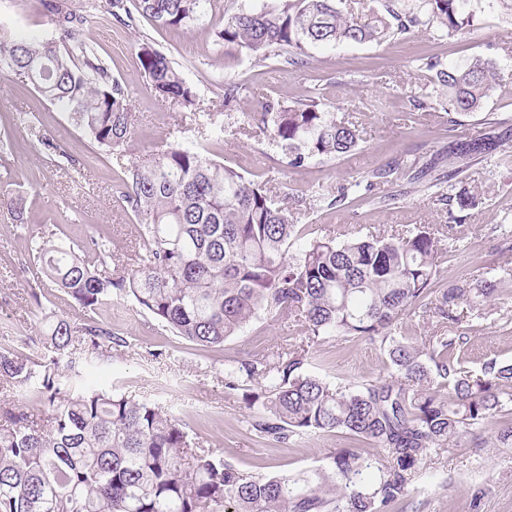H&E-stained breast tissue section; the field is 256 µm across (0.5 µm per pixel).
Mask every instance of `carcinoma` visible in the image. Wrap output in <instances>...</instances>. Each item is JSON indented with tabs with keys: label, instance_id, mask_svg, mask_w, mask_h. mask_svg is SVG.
Returning <instances> with one entry per match:
<instances>
[{
	"label": "carcinoma",
	"instance_id": "carcinoma-1",
	"mask_svg": "<svg viewBox=\"0 0 512 512\" xmlns=\"http://www.w3.org/2000/svg\"><path fill=\"white\" fill-rule=\"evenodd\" d=\"M395 2L359 17L334 0H265L258 10L225 19L216 37L260 61L286 49L285 62L302 65L315 47L380 43L423 22L453 35L475 17V0H416L408 14ZM210 5L106 0L107 12L126 27L140 16L158 27L188 28ZM43 7L59 39L0 35V69L60 105L99 148L123 156L133 134L129 95L83 30L99 4L43 0ZM136 65L159 101L198 110L196 88L159 49L142 43ZM423 69L448 89L450 114L478 110L494 91L489 61ZM242 116L243 132L266 137L293 167L339 158L360 142L357 129L324 111L315 96L293 105L268 100ZM491 128L482 138L448 141L455 175L512 137L496 122ZM204 151L174 143L123 167L120 199L139 226L132 263L120 262L103 235L77 248L62 240L35 242L45 276L85 317L80 323L45 317L46 330L34 338L47 351L41 362L0 347V512H395L422 464L464 437L479 444L480 428L512 403V363L490 360L478 373L454 363L467 337L447 335L446 324L460 320L462 305L480 308L498 283L439 284L444 237L408 226L387 237L311 236L284 199ZM417 165L395 159L365 178L371 186L389 183ZM357 187L340 188L330 204L364 201ZM295 240L304 246L290 260ZM114 298L131 299L201 347L223 345L261 311L291 323L302 345L225 371L230 391L267 380L246 396L252 429L283 445L343 432L376 452L336 448L322 465L292 475L245 472L192 440L167 406L87 384L76 346L101 357V350L124 342L97 319ZM418 310L438 327L416 345L403 320ZM325 336L378 345L395 376L330 384L314 370L310 352ZM18 390L42 410L17 404L10 393Z\"/></svg>",
	"mask_w": 512,
	"mask_h": 512
}]
</instances>
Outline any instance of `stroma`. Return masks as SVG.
Here are the masks:
<instances>
[{"label":"stroma","mask_w":512,"mask_h":512,"mask_svg":"<svg viewBox=\"0 0 512 512\" xmlns=\"http://www.w3.org/2000/svg\"><path fill=\"white\" fill-rule=\"evenodd\" d=\"M264 0H213L208 14L186 29L156 27L138 18L134 27L117 24L105 11L91 14L84 25L112 75L123 82L134 114L135 135L128 158L165 149L168 144L203 143L188 112L158 101L143 81L136 52L143 42L161 48L199 94L202 111L224 126L221 143L206 144L211 158L246 175H256L274 194L287 195L288 208L315 235L357 232L387 234L401 224H417L444 233L447 250L439 261L440 279L498 282V292L481 310H465L462 329L468 343L457 352L462 367L477 371L495 359L512 362V139L485 160L471 164L465 179L454 175L447 158L451 139H474L486 133V119L512 127V0H479L473 31L448 35L435 25H419L383 43H350L311 49L307 66L286 64L273 56L256 61L228 51L212 29L222 18L255 10ZM0 29L15 36L58 38L42 0H0ZM433 58L459 65L475 58L495 66L497 87L478 112L448 126L446 94L424 75L421 64ZM243 85L239 109L224 108V86ZM318 93L327 111L358 125L363 142L356 152L336 159H312L289 166L280 150L264 136H244L243 111L266 100L296 102ZM429 109H415L414 98ZM54 137L59 154L45 153L40 140ZM406 155L426 161L437 157L444 175L374 188L373 202L359 206L313 205L311 190L336 196L340 187L367 171ZM122 163L105 154L67 123L64 113L45 101L14 73L0 71V185L26 198L23 224L0 208V346L34 334L38 319L28 297L31 285L42 284L57 314L82 321L84 314L64 300L50 281H39L40 266L31 251L30 235H51L82 244L104 235L112 249L134 244L137 222L118 201ZM468 191L476 207L460 210L454 197ZM388 203H378V196ZM98 318L125 339L108 360L91 359L87 367L100 385L136 399L155 400L181 418L189 434L214 455L247 472L288 473L322 465L336 448L358 447L337 432L272 446L251 431L242 391L227 392L225 370L233 360L260 358L297 344L288 323L260 314L224 345L203 348L173 335L148 312L125 299L103 307ZM321 373L332 383H372L387 378L378 347L363 340L327 337L312 348ZM507 415L483 427L485 442L461 446L433 456L415 479L405 512H512V447L494 444ZM482 491L472 509L474 491Z\"/></svg>","instance_id":"1"}]
</instances>
